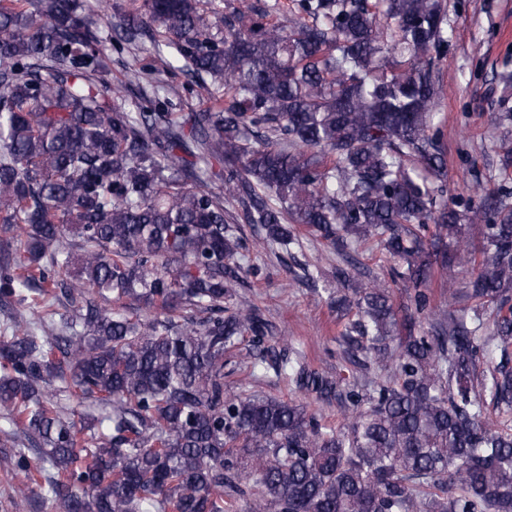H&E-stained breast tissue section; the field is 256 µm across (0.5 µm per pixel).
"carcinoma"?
I'll list each match as a JSON object with an SVG mask.
<instances>
[{"instance_id": "1", "label": "carcinoma", "mask_w": 512, "mask_h": 512, "mask_svg": "<svg viewBox=\"0 0 512 512\" xmlns=\"http://www.w3.org/2000/svg\"><path fill=\"white\" fill-rule=\"evenodd\" d=\"M113 10L114 45L153 25L209 106L126 109L149 70L105 85L102 17L0 0V303L34 283L50 301L0 329V466L20 493L56 512H512V428L486 413L512 411V207L485 188L474 211L448 204L442 0ZM230 199L265 246L303 225L338 251L375 238L397 261L404 315L384 285L329 296L354 312L342 339L363 383L311 368L237 295L250 266ZM450 242L474 264L476 307L426 331L414 315L434 271L451 272ZM247 337L252 376L306 401L224 388V353ZM333 400L341 428L316 408Z\"/></svg>"}]
</instances>
